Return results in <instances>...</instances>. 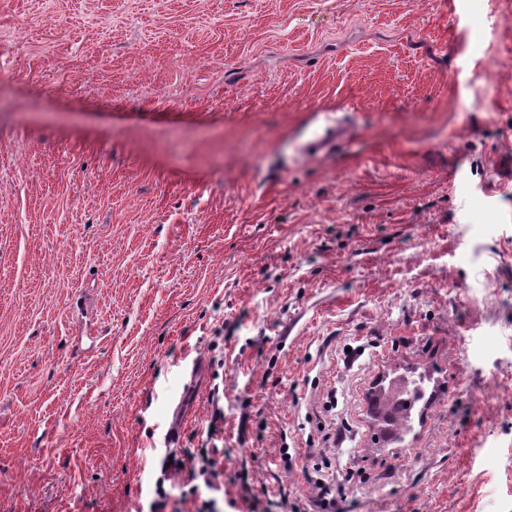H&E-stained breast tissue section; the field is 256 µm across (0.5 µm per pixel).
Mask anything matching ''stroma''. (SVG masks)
I'll return each instance as SVG.
<instances>
[{"mask_svg": "<svg viewBox=\"0 0 512 512\" xmlns=\"http://www.w3.org/2000/svg\"><path fill=\"white\" fill-rule=\"evenodd\" d=\"M505 44L512 0H0V512H153L176 420L228 500L512 512ZM336 507V489L325 479L319 478L311 485L306 501L293 503L292 512H330Z\"/></svg>", "mask_w": 512, "mask_h": 512, "instance_id": "35a3bbf8", "label": "stroma"}]
</instances>
